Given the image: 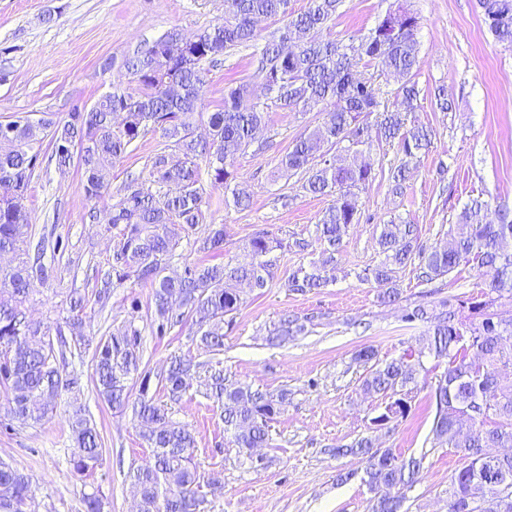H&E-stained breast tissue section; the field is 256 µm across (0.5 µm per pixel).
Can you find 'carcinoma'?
I'll return each instance as SVG.
<instances>
[{"label": "carcinoma", "instance_id": "obj_1", "mask_svg": "<svg viewBox=\"0 0 512 512\" xmlns=\"http://www.w3.org/2000/svg\"><path fill=\"white\" fill-rule=\"evenodd\" d=\"M340 5L341 0H310L306 11L290 15L288 0H224L223 23L190 39L169 33L127 60L136 92L106 94L93 104L94 110L76 108L62 122L27 120L0 132V255L13 258L9 268L0 269V388L7 393L1 427L13 430L38 424L53 412L61 392L79 385L77 376L61 369L59 359L88 342L82 319L75 315L84 309L81 296L71 301L74 316L62 323L45 325L26 316L32 283L46 282L54 274L52 266L38 256L30 257L26 249L30 226L26 191L39 158L34 144L51 127L58 134L52 141L61 138L86 147L81 187L92 200L110 191L114 160L151 127L161 131L180 159L157 155L147 181L132 180L120 190V199L106 219L115 230L112 265L104 274L97 301L133 279L152 290L151 326L156 335H165L182 317L190 318L197 327L195 340L214 356L201 385L221 409L224 430L231 433L239 455L250 460L253 449L267 446L270 423L285 410L288 392L274 395L230 381L218 359L224 351V327L231 326L233 314L243 305L241 286L267 287L273 268L268 255L284 248L309 253L315 242L321 248L320 261L298 268L284 288L307 293L327 284V267L334 265L351 226L359 223L356 189L375 178L372 163L359 164L353 158L358 148L371 145L370 118H375L385 137L398 140L410 162L419 158L433 137V130L423 124L407 126L419 96L417 17L399 4L367 35L343 44L322 36ZM479 6L494 39L512 49V0H479ZM280 14L288 19L257 57V76L280 107L324 113L322 122L297 140L277 166L284 175L301 176L307 192L333 197L316 226V241L294 238L285 243L262 230L249 240L248 263L200 262L186 266L179 277L164 276L166 260L180 240L204 220L200 163L208 167L213 186H229L236 180L234 159L254 143V133L267 117L268 104L254 100L246 84L225 95L221 108L200 112L207 66L217 63L227 48L253 41L256 18ZM362 61L381 65L399 83L392 106L380 109L374 84L357 77L356 67ZM202 120L209 128L206 139L194 135L196 122ZM153 184H175L179 192H154ZM482 210L490 212V219L473 221ZM448 235L450 245L427 246L420 243L414 224H382L378 243L385 261L364 270L360 279L373 284L381 303L391 304L401 295L399 270L412 266L421 281L431 283L466 260L475 263L484 278V294L512 302V209L476 199L463 208ZM199 250L223 251V229H210ZM486 304L470 299L419 302L404 313L409 322L428 324L418 346L391 360L379 359L371 344L354 355L364 368L363 395L389 399L383 411L371 418L376 431L407 417L415 391L431 388L434 444L467 449L448 486L447 512H512V490L505 494L498 486L502 472H512V453L495 458L487 452L512 448V389L498 381L502 371L512 369V314L505 318L487 313ZM464 318L470 321L472 336L466 343L459 340L458 330ZM304 331L298 319L286 318L271 339L284 343ZM140 345L141 330L130 321L101 337L93 356L98 395L113 408L131 409L151 448L150 461L129 472L140 491L139 512H204L205 493L194 462L195 434L173 421L168 408L180 403L193 387L201 364L172 358L158 378L168 403L159 404L148 395V373L141 378L139 397L131 403L129 380L139 370ZM427 357L446 363L433 383L428 381ZM72 431L78 448L73 468L90 472L102 456L100 437L79 409L73 414ZM331 452L366 459L361 480L371 493L367 512H403L406 494L424 469L425 456L405 457L378 447L369 437ZM33 499L28 477L0 459V512H31Z\"/></svg>", "mask_w": 512, "mask_h": 512}]
</instances>
